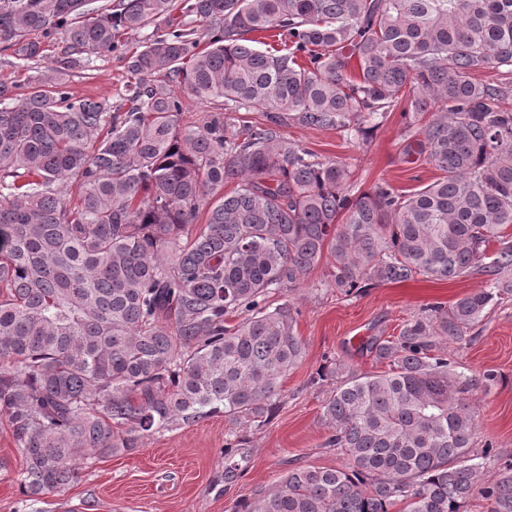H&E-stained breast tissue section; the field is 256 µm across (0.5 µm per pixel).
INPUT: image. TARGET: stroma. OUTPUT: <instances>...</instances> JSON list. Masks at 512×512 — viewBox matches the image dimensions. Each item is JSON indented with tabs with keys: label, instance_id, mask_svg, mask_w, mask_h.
<instances>
[{
	"label": "stroma",
	"instance_id": "1",
	"mask_svg": "<svg viewBox=\"0 0 512 512\" xmlns=\"http://www.w3.org/2000/svg\"><path fill=\"white\" fill-rule=\"evenodd\" d=\"M125 80L124 61L115 52L75 70L70 88L81 97L114 102ZM401 132L396 112L362 147L330 130L294 125L283 130L286 138L318 157L348 163L359 192L383 180L408 191L438 178L425 157L406 154ZM329 271V261H321L299 285L270 299L274 305L290 302L298 310L296 333L305 352L284 378L283 399L267 424L232 421L221 414L188 424L178 421L150 434L134 450L81 462L74 483L31 501L20 486L24 453L0 417V512H235L240 499L274 486L292 467H345L347 458L325 445L329 431L323 403L337 381L319 379L321 367L337 363L343 376L388 370V363L360 351L363 337L397 335L427 304H447L486 288L487 278L472 274L439 281L420 275L347 296L330 287ZM439 346L453 369L479 380L466 394L476 420L473 451L493 447L494 457L482 474L494 475L512 462V293L495 300L462 341L443 339ZM487 371L496 379L485 384L481 376ZM230 442L240 445L235 458L241 472L231 483L224 478V448Z\"/></svg>",
	"mask_w": 512,
	"mask_h": 512
}]
</instances>
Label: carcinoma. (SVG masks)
Wrapping results in <instances>:
<instances>
[{"instance_id":"carcinoma-1","label":"carcinoma","mask_w":512,"mask_h":512,"mask_svg":"<svg viewBox=\"0 0 512 512\" xmlns=\"http://www.w3.org/2000/svg\"><path fill=\"white\" fill-rule=\"evenodd\" d=\"M142 31L119 102L70 90ZM267 31L281 50L256 46ZM0 52L50 58L0 82V417L28 498L177 420H270L305 351L270 294L328 257L346 295L475 269L489 287L368 337L389 370L323 404L348 467H293L237 512H461L477 494L512 512V463L483 481L471 456L472 379L436 353L512 290L509 88L477 80L512 68V0H0ZM185 95L214 110L181 123ZM397 109L440 172L410 192L353 194L348 164L282 134L360 145Z\"/></svg>"}]
</instances>
